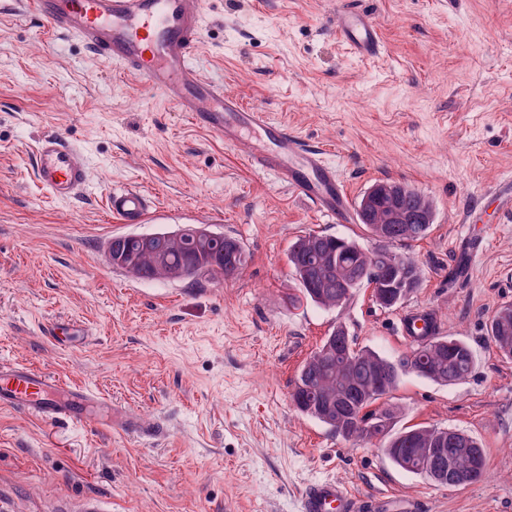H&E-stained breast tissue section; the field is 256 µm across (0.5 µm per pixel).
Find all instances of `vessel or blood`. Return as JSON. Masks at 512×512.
<instances>
[{
  "mask_svg": "<svg viewBox=\"0 0 512 512\" xmlns=\"http://www.w3.org/2000/svg\"><path fill=\"white\" fill-rule=\"evenodd\" d=\"M202 0H33L35 11L55 30L76 35L97 57L137 77L142 84L185 112L198 127L218 135L225 145L258 134L247 156L257 171L273 175L333 221L347 223L351 208L344 185L323 153L306 148L288 128L267 113L245 107L223 86L204 81L193 59L203 40ZM337 39L354 54L374 58L385 42L373 19L356 8L333 16ZM35 175L58 200L73 197L89 180L84 155L54 135L35 147ZM108 209L124 224L141 223L150 200L131 187L111 189ZM98 396L70 387L50 373L20 363L0 362V406L44 421L85 423ZM350 489L320 480L302 493L298 512H357Z\"/></svg>",
  "mask_w": 512,
  "mask_h": 512,
  "instance_id": "b4317fda",
  "label": "vessel or blood"
}]
</instances>
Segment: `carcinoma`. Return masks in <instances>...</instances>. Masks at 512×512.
Listing matches in <instances>:
<instances>
[{
    "label": "carcinoma",
    "instance_id": "1",
    "mask_svg": "<svg viewBox=\"0 0 512 512\" xmlns=\"http://www.w3.org/2000/svg\"><path fill=\"white\" fill-rule=\"evenodd\" d=\"M386 211L375 214L366 225L375 246L366 248L355 240L308 233L288 248L287 262L298 284L295 301H310L320 307L344 305L363 285L373 288V297L385 309L399 306L420 287L422 269L417 261L394 250L399 243L417 241L428 234L429 224H386ZM121 262L114 268L144 280L162 276L159 266L185 270L188 279H231L247 264L240 242L218 233L208 239L194 236V226L185 227L180 241L157 239L146 253L131 236L114 238ZM489 340L505 357L512 358V305L495 312L487 328ZM473 367L471 348L462 340L441 336L433 329L423 340L394 359L373 349H355L341 325L302 366L291 399L295 408L325 424L347 441L385 440L384 451L402 470L425 477L435 485L459 488L483 478L487 458L482 444L471 435L435 426L387 432L395 419L392 408L370 409L397 387L405 373H414L441 385L466 378ZM435 448H446L440 459Z\"/></svg>",
    "mask_w": 512,
    "mask_h": 512
}]
</instances>
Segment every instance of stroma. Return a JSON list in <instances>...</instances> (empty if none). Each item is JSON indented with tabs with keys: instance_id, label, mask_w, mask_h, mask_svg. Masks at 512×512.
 <instances>
[{
	"instance_id": "obj_1",
	"label": "stroma",
	"mask_w": 512,
	"mask_h": 512,
	"mask_svg": "<svg viewBox=\"0 0 512 512\" xmlns=\"http://www.w3.org/2000/svg\"><path fill=\"white\" fill-rule=\"evenodd\" d=\"M346 0H205L200 76L324 150L352 200L373 183L430 198L435 222L407 245L420 288L396 309L368 288L347 305L296 303L288 245L306 233L370 245L245 162L161 95L146 91L30 0H0V361L86 386L162 435L96 421L44 422L0 408V512H59L86 495L111 512H297L313 481L347 485L392 512H512V359L487 337L512 304V212L490 193L512 180V0H358L385 40L375 60L341 46L331 15ZM59 136L83 152L88 187L51 197L34 176L35 145ZM139 187L151 209L119 223L105 195ZM206 225L243 244L234 280H140L112 268V237ZM486 246L465 281L448 275L471 243ZM465 341L471 373L443 386L403 375L387 399L394 431H465L487 454L485 477L435 486L396 467L380 443L354 444L301 414L298 372L336 325L356 347L397 357L408 311ZM59 321L75 346L48 334Z\"/></svg>"
}]
</instances>
